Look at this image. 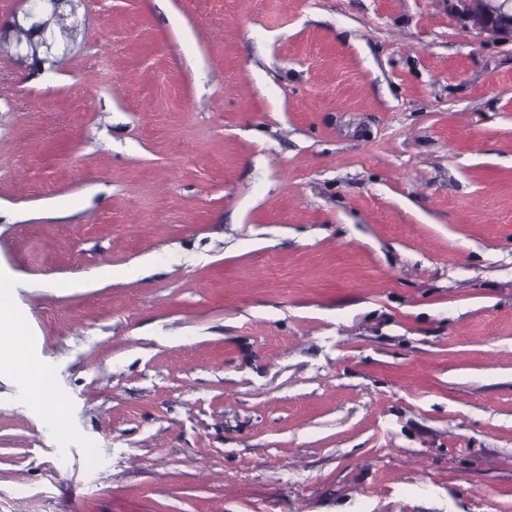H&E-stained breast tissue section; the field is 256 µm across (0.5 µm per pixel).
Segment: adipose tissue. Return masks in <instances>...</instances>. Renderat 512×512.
<instances>
[{
    "label": "adipose tissue",
    "instance_id": "1",
    "mask_svg": "<svg viewBox=\"0 0 512 512\" xmlns=\"http://www.w3.org/2000/svg\"><path fill=\"white\" fill-rule=\"evenodd\" d=\"M31 342L9 290L0 289V369H8L26 392L31 404L45 406L51 395L47 373L20 350Z\"/></svg>",
    "mask_w": 512,
    "mask_h": 512
}]
</instances>
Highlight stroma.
I'll use <instances>...</instances> for the list:
<instances>
[{
    "label": "stroma",
    "instance_id": "35a3bbf8",
    "mask_svg": "<svg viewBox=\"0 0 512 512\" xmlns=\"http://www.w3.org/2000/svg\"><path fill=\"white\" fill-rule=\"evenodd\" d=\"M0 0V512H512V39L448 0ZM1 288V287H0ZM0 289V369L7 368L22 385L31 404L44 407L51 395L48 373L20 349L30 346V336L23 326L9 290Z\"/></svg>",
    "mask_w": 512,
    "mask_h": 512
}]
</instances>
